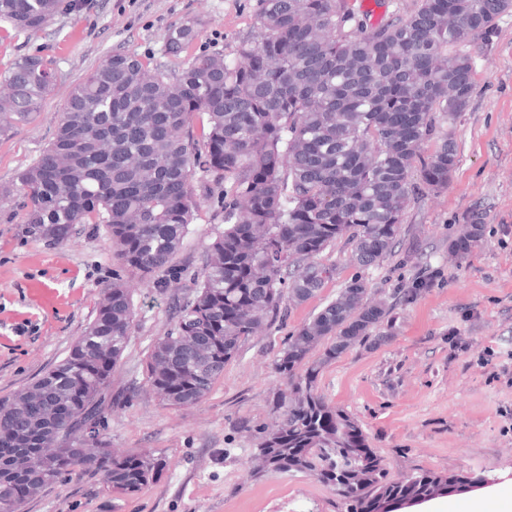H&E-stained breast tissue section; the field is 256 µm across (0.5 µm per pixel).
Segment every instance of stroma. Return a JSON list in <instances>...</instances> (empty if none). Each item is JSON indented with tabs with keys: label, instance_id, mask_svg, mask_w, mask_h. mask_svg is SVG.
<instances>
[{
	"label": "stroma",
	"instance_id": "obj_1",
	"mask_svg": "<svg viewBox=\"0 0 512 512\" xmlns=\"http://www.w3.org/2000/svg\"><path fill=\"white\" fill-rule=\"evenodd\" d=\"M262 0H78L44 30L18 33L0 23V72L18 56L56 60L59 76L31 120L0 138V186L52 141L72 90L114 52L172 70L184 56L165 48L168 28L196 20L189 54L231 53L254 29ZM477 72L470 104L448 126L459 163L446 191H422L407 207L397 253L366 270L372 293L391 295L415 267L434 272L417 301L397 305L394 334L356 346L325 365L315 387L360 424L391 479L416 470L465 471L512 494V11L490 41L466 47ZM480 212L484 232L468 258L448 239ZM24 200L0 203V397L33 383L62 359L97 314L104 289L121 275L136 319L129 344L112 370L100 426L112 452H144L166 460L160 478L134 494L109 493L95 476L77 473L29 499L22 512H342L335 495L313 476L268 472L252 477L253 428L270 424V402L283 388L272 361L290 334L335 298L356 274L346 241L321 257L336 278L314 298L250 336L209 395L187 408L164 405L146 379L148 355L172 321L169 296L150 278L119 271L105 225L81 224L62 245L27 236ZM223 228L222 210L204 201L177 259L196 274ZM415 266H402L405 250ZM41 283L66 301L62 311L37 307L28 290Z\"/></svg>",
	"mask_w": 512,
	"mask_h": 512
}]
</instances>
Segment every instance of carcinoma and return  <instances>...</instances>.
Masks as SVG:
<instances>
[{"label":"carcinoma","mask_w":512,"mask_h":512,"mask_svg":"<svg viewBox=\"0 0 512 512\" xmlns=\"http://www.w3.org/2000/svg\"><path fill=\"white\" fill-rule=\"evenodd\" d=\"M74 2L0 0V22L34 33ZM510 10L512 0H415L368 28L349 0H263L255 35L229 56L197 55L172 72L114 53L73 88L52 142L0 196L23 194L34 240L60 244L78 224L106 225L121 266L153 277L162 294L186 276L176 255L201 200L223 201L224 229L192 287L172 294L176 317L146 364L166 405H195L257 328L334 279L336 265L319 257L336 241L346 240L362 272L377 266L394 252L416 192L448 188L459 162L453 124L476 86L460 47L489 41ZM196 36V22L176 24L166 51L177 55ZM57 76L40 55L13 61L0 76V137L40 109ZM438 114L448 132L425 155ZM197 117L199 139L189 133ZM482 236L473 213L448 251L465 258ZM432 285L431 273L417 272L396 297L409 304ZM368 294L365 276L352 277L277 352L272 368L285 388L271 404L277 424L257 429L255 453L267 470L315 477L343 512L461 494L480 475L420 469L390 479L358 421L316 391L336 356L394 335L392 304H371ZM135 318L129 291L112 279L93 322L36 379L37 409H24L26 390L0 398V494L25 501L78 470L108 492L157 481L164 459L115 458L98 429ZM52 443L58 452L46 459ZM16 457L25 468L13 467Z\"/></svg>","instance_id":"1"}]
</instances>
